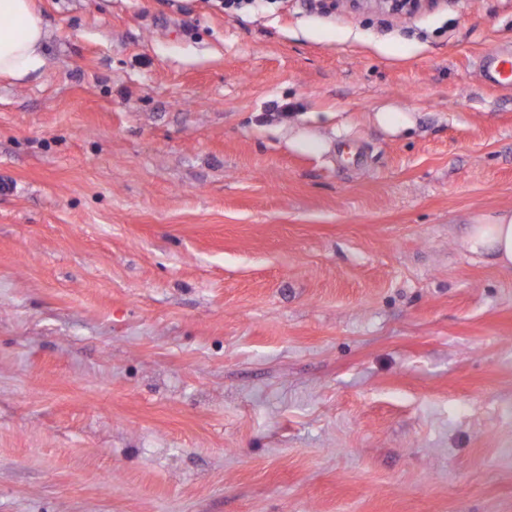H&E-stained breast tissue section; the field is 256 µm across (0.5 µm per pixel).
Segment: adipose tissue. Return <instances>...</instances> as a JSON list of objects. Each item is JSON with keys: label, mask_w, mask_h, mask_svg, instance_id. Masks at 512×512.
I'll use <instances>...</instances> for the list:
<instances>
[{"label": "adipose tissue", "mask_w": 512, "mask_h": 512, "mask_svg": "<svg viewBox=\"0 0 512 512\" xmlns=\"http://www.w3.org/2000/svg\"><path fill=\"white\" fill-rule=\"evenodd\" d=\"M45 36L31 0H0V76L22 80L35 72L42 64ZM466 247L512 273V211L477 219L468 229Z\"/></svg>", "instance_id": "obj_1"}]
</instances>
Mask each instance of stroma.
Returning <instances> with one entry per match:
<instances>
[{
	"label": "stroma",
	"mask_w": 512,
	"mask_h": 512,
	"mask_svg": "<svg viewBox=\"0 0 512 512\" xmlns=\"http://www.w3.org/2000/svg\"><path fill=\"white\" fill-rule=\"evenodd\" d=\"M32 3L0 512H512V0ZM480 80L491 88L512 89V47L486 55L479 65ZM466 247L472 253L491 256L501 270L512 274V211L484 216L470 224Z\"/></svg>",
	"instance_id": "35a3bbf8"
}]
</instances>
